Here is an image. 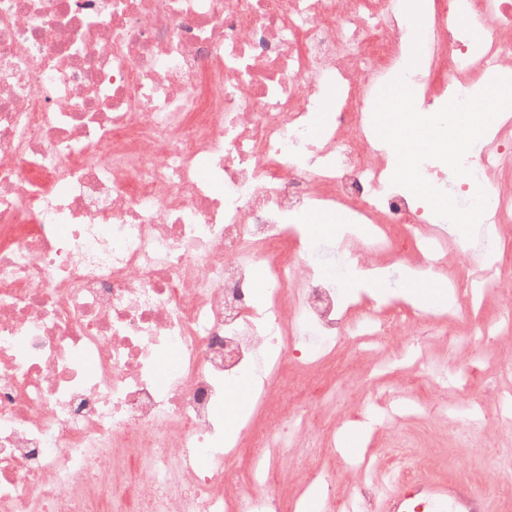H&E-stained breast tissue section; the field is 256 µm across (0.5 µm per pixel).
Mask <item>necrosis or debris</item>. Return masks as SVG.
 Segmentation results:
<instances>
[{"label":"necrosis or debris","instance_id":"1","mask_svg":"<svg viewBox=\"0 0 512 512\" xmlns=\"http://www.w3.org/2000/svg\"><path fill=\"white\" fill-rule=\"evenodd\" d=\"M401 75L429 115L511 78L512 0H0V512H288L322 401L279 406L283 379L371 357L370 414L424 347L391 345L407 305L306 258L307 211L349 214L347 262L512 295V112L458 184L487 196L474 261L391 182L372 117ZM243 378L267 422L234 471L218 407ZM316 437H319L316 430L311 431L305 448H292L288 451V473L298 474V470L308 468V461L319 455L323 448H316Z\"/></svg>","mask_w":512,"mask_h":512}]
</instances>
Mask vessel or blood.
<instances>
[{"label": "vessel or blood", "mask_w": 512, "mask_h": 512, "mask_svg": "<svg viewBox=\"0 0 512 512\" xmlns=\"http://www.w3.org/2000/svg\"><path fill=\"white\" fill-rule=\"evenodd\" d=\"M411 496L429 501L436 512H490L486 495L471 482L464 479L441 482L423 477L417 479L406 493L392 499L387 512H407L406 501Z\"/></svg>", "instance_id": "b4317fda"}]
</instances>
